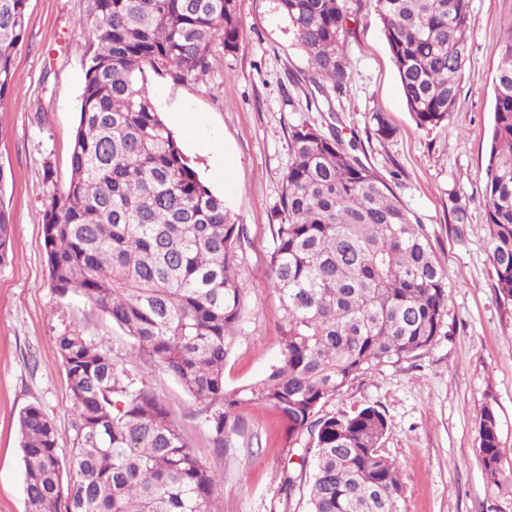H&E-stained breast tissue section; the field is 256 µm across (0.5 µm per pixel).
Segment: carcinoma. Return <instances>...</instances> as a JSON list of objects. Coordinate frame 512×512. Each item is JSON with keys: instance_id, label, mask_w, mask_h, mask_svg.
<instances>
[{"instance_id": "carcinoma-1", "label": "carcinoma", "mask_w": 512, "mask_h": 512, "mask_svg": "<svg viewBox=\"0 0 512 512\" xmlns=\"http://www.w3.org/2000/svg\"><path fill=\"white\" fill-rule=\"evenodd\" d=\"M346 0H276L324 97L350 79ZM416 126L448 122L470 61L471 0H374ZM28 0H0V105ZM76 27L85 62L70 178L53 189L42 232L51 286L78 288L129 336L138 355L212 409L217 447L240 406H270L284 447L310 479L282 471L286 499L308 512H401L399 462L384 448L386 416L369 405L320 415L351 381L417 358L441 335L448 275L426 225L345 142L309 125L290 136L269 252L283 310L280 363L227 389L224 364L243 319L244 228L189 164L149 96L146 71L196 80L213 69L212 44L243 45L237 0H87ZM486 249L499 296L512 302V36L494 77L484 177ZM11 217L0 205V267L12 263ZM72 414L71 452L49 416L18 418L26 512H216L221 479L189 450L161 401L78 329L56 339ZM487 478L503 468L499 420H478Z\"/></svg>"}]
</instances>
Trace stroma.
I'll return each instance as SVG.
<instances>
[{
  "label": "stroma",
  "mask_w": 512,
  "mask_h": 512,
  "mask_svg": "<svg viewBox=\"0 0 512 512\" xmlns=\"http://www.w3.org/2000/svg\"><path fill=\"white\" fill-rule=\"evenodd\" d=\"M244 44L234 54L214 42L216 63L200 80L147 75L149 95L201 182L222 196L247 229L240 276L246 312L224 366L227 388L260 380L281 359L284 312L269 284L271 226L290 158L293 127H337L358 157L393 188L414 221L426 225L448 273L442 333L423 356L360 377L325 412L376 406L389 423L386 452L403 468L402 512H512V485L490 484L477 452V421L493 404L505 467L512 470V303L494 287L486 251L483 186L494 105L493 76L512 35V0H472L470 62L447 124L416 127L372 0H347L345 53L351 81L333 107H315L309 66L273 0H238ZM86 0H29L23 45L14 58L13 95L0 105V203L12 216L10 265L0 268V512H26L20 411L40 406L68 453L70 410L56 338L77 328L109 350L130 378L163 402L191 451L223 481L217 512H307L285 499L288 463L282 423L269 407H240L217 449L210 409L166 371L134 357L131 339L80 292L50 286L42 220L52 185H65L79 119L89 44L75 27ZM393 128L374 133V113ZM55 184L45 182L46 168ZM466 206L457 222L455 202Z\"/></svg>",
  "instance_id": "obj_1"
}]
</instances>
